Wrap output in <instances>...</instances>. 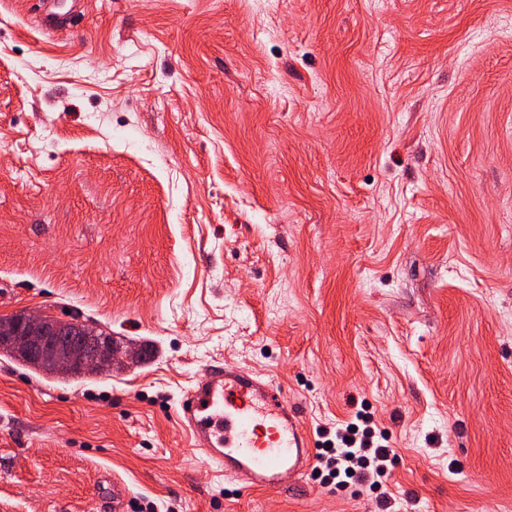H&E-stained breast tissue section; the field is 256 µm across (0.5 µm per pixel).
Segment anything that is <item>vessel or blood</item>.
<instances>
[{
    "label": "vessel or blood",
    "instance_id": "b4317fda",
    "mask_svg": "<svg viewBox=\"0 0 512 512\" xmlns=\"http://www.w3.org/2000/svg\"><path fill=\"white\" fill-rule=\"evenodd\" d=\"M38 23L57 32L72 25L82 0L61 11V0H36ZM195 449L216 465L219 473L240 488L276 487L283 474L305 481L315 453L297 404L264 373L236 364L213 366L188 389L177 410Z\"/></svg>",
    "mask_w": 512,
    "mask_h": 512
}]
</instances>
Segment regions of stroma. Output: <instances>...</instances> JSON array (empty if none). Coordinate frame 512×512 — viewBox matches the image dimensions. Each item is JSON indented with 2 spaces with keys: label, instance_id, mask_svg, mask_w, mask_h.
Returning <instances> with one entry per match:
<instances>
[{
  "label": "stroma",
  "instance_id": "obj_1",
  "mask_svg": "<svg viewBox=\"0 0 512 512\" xmlns=\"http://www.w3.org/2000/svg\"><path fill=\"white\" fill-rule=\"evenodd\" d=\"M0 0V316L145 364L0 355V512H379L239 490L176 410L212 366L309 432L367 409L400 512H512V0ZM84 0H72L69 10L60 13L62 0H36L39 6L38 24L45 32H57L72 25L81 13V2ZM62 336H87L89 333H96L97 336H89L88 346L75 352L69 357L57 359L53 362L52 368L55 374L70 377L75 371H80L87 375H96L112 369L115 358L121 355L122 359H132L136 351L114 352L113 345L108 340L103 343L106 336H112L103 330L89 327L82 322L73 319V321L65 322L59 328Z\"/></svg>",
  "mask_w": 512,
  "mask_h": 512
}]
</instances>
